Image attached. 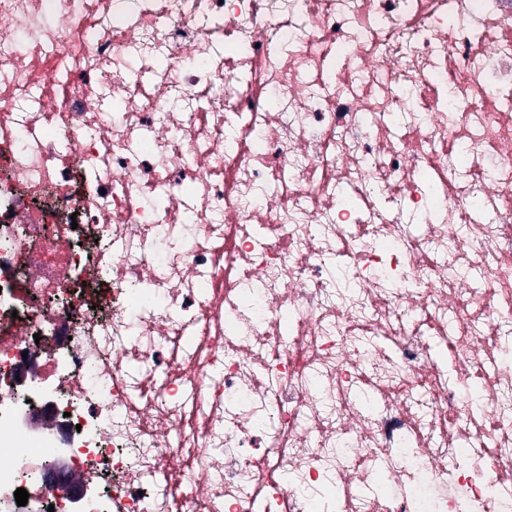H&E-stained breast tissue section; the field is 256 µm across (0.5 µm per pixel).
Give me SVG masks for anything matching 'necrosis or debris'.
Listing matches in <instances>:
<instances>
[{
	"label": "necrosis or debris",
	"mask_w": 512,
	"mask_h": 512,
	"mask_svg": "<svg viewBox=\"0 0 512 512\" xmlns=\"http://www.w3.org/2000/svg\"><path fill=\"white\" fill-rule=\"evenodd\" d=\"M317 495L512 503V0H0V512Z\"/></svg>",
	"instance_id": "4bbe7bcc"
}]
</instances>
